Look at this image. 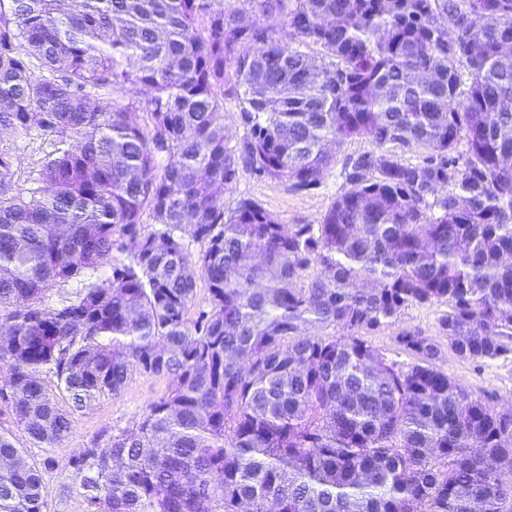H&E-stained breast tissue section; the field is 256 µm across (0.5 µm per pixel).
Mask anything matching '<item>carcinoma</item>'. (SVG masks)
<instances>
[{
    "mask_svg": "<svg viewBox=\"0 0 512 512\" xmlns=\"http://www.w3.org/2000/svg\"><path fill=\"white\" fill-rule=\"evenodd\" d=\"M0 127L48 138L15 193L0 151L14 423L55 448L131 371L168 381L71 462L92 512H512V410L418 330L397 334L405 368L365 340L445 303L455 355L512 356V0H0ZM353 137L374 149L345 159L321 223L220 205L241 167L317 188ZM115 250L128 262L92 279ZM0 462V512H42L1 433ZM239 102L233 98H224V127L227 143L236 146L247 136V129L239 121Z\"/></svg>",
    "mask_w": 512,
    "mask_h": 512,
    "instance_id": "1",
    "label": "carcinoma"
}]
</instances>
